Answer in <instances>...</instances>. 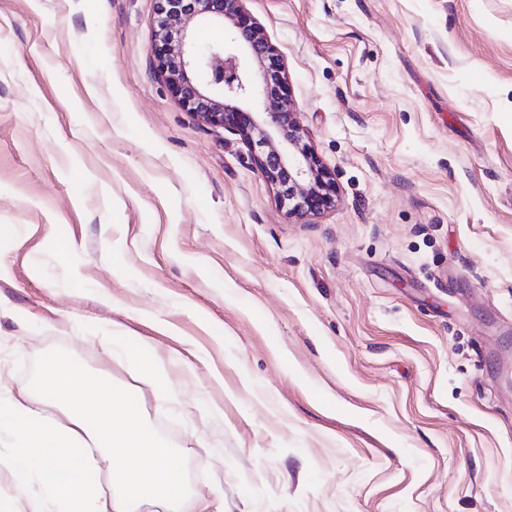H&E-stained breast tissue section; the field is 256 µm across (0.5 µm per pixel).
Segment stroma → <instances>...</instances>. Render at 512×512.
Returning <instances> with one entry per match:
<instances>
[{"instance_id":"obj_1","label":"stroma","mask_w":512,"mask_h":512,"mask_svg":"<svg viewBox=\"0 0 512 512\" xmlns=\"http://www.w3.org/2000/svg\"><path fill=\"white\" fill-rule=\"evenodd\" d=\"M155 6L0 0V390H126L206 512H512V0H244L336 182L303 220Z\"/></svg>"}]
</instances>
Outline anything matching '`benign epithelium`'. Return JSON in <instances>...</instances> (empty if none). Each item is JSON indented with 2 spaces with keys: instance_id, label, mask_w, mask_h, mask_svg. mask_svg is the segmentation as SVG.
I'll use <instances>...</instances> for the list:
<instances>
[{
  "instance_id": "obj_1",
  "label": "benign epithelium",
  "mask_w": 512,
  "mask_h": 512,
  "mask_svg": "<svg viewBox=\"0 0 512 512\" xmlns=\"http://www.w3.org/2000/svg\"><path fill=\"white\" fill-rule=\"evenodd\" d=\"M243 2L157 0L153 68L186 111L233 130L253 149L251 161L288 205L289 217L319 214L334 203L333 179L302 143L293 104L277 95L285 80L281 54L259 26L245 21ZM200 24L237 27L257 71L242 69L238 54L222 43L203 53L191 51L189 31ZM260 97L262 113L237 106Z\"/></svg>"
}]
</instances>
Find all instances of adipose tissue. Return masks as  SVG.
Listing matches in <instances>:
<instances>
[{
    "label": "adipose tissue",
    "mask_w": 512,
    "mask_h": 512,
    "mask_svg": "<svg viewBox=\"0 0 512 512\" xmlns=\"http://www.w3.org/2000/svg\"><path fill=\"white\" fill-rule=\"evenodd\" d=\"M41 392L44 402L67 400L77 414L61 425L23 390L0 410V432L15 439L10 458H0L12 475L15 512H139L146 504L185 512L184 479L134 401L55 358L45 362ZM74 445L80 461L60 473L57 460ZM34 481L43 486L41 496L28 492Z\"/></svg>",
    "instance_id": "1"
}]
</instances>
